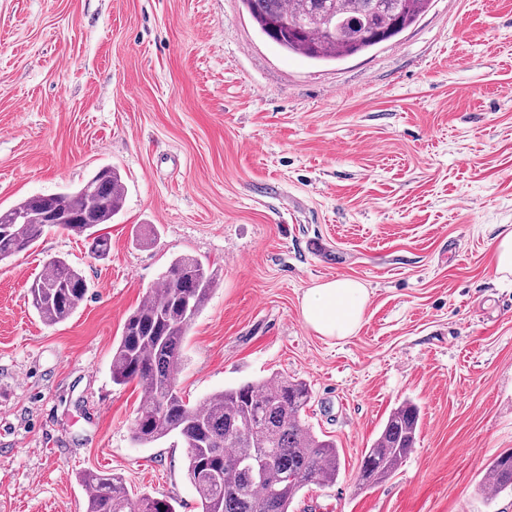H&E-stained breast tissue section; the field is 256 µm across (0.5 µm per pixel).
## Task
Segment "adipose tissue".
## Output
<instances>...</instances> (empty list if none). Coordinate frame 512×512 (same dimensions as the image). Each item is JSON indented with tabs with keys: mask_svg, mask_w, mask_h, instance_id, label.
Listing matches in <instances>:
<instances>
[{
	"mask_svg": "<svg viewBox=\"0 0 512 512\" xmlns=\"http://www.w3.org/2000/svg\"><path fill=\"white\" fill-rule=\"evenodd\" d=\"M368 301L363 283L339 276L305 290L300 312L306 325L318 335L345 339L361 328Z\"/></svg>",
	"mask_w": 512,
	"mask_h": 512,
	"instance_id": "1",
	"label": "adipose tissue"
}]
</instances>
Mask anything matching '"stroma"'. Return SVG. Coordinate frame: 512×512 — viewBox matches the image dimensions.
Wrapping results in <instances>:
<instances>
[{
	"label": "stroma",
	"mask_w": 512,
	"mask_h": 512,
	"mask_svg": "<svg viewBox=\"0 0 512 512\" xmlns=\"http://www.w3.org/2000/svg\"><path fill=\"white\" fill-rule=\"evenodd\" d=\"M105 165L126 185L108 260L49 228L0 262V512H84L87 469L197 512L182 442L135 444L144 391L110 373L126 317L181 254L220 275L181 348L184 398L301 379L308 423L336 443L335 484L292 512H512V492L479 489L512 451V275L492 247L512 225V0H431L332 64L283 53L241 0H0V207ZM58 254L88 291L48 325L27 294ZM340 275L370 301L336 340L300 297ZM406 400L413 452L359 487Z\"/></svg>",
	"instance_id": "1"
}]
</instances>
